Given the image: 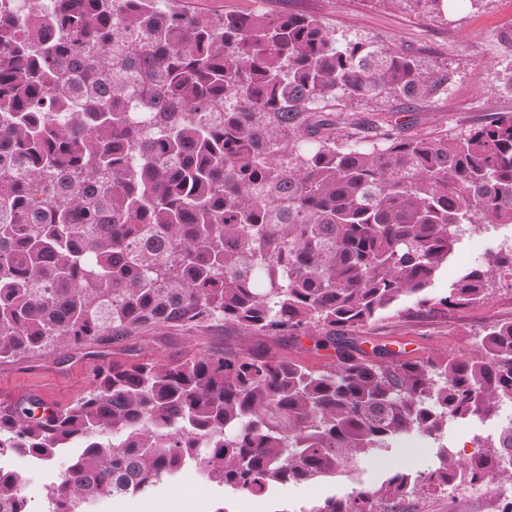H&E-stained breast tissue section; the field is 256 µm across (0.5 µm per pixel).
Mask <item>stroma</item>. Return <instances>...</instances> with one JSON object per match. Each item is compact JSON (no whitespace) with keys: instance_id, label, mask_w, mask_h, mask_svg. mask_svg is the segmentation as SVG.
I'll return each mask as SVG.
<instances>
[{"instance_id":"35a3bbf8","label":"stroma","mask_w":512,"mask_h":512,"mask_svg":"<svg viewBox=\"0 0 512 512\" xmlns=\"http://www.w3.org/2000/svg\"><path fill=\"white\" fill-rule=\"evenodd\" d=\"M185 7L209 14L301 13L315 17L335 36L364 37L391 45L414 56L427 71L451 73L453 80L439 97L406 102L393 97L365 100L340 99L336 109L358 125L366 143L380 135H432L440 131L456 137L486 124L500 113L512 112V0H449L443 13L426 14L415 0L392 5L389 0H182ZM512 235L504 226L496 233L468 230L429 285L426 294L439 299L472 265L474 246L493 252L497 239ZM492 321H512V283L491 281L487 299L479 304L439 312L418 309L415 297L405 296L361 329L357 338L364 351L382 345L411 356L436 357L465 353L473 340ZM316 336L250 334L231 323L211 322L205 327L159 326L123 341L87 347H50L35 354L0 359V403L35 392L45 401L64 407L89 390L97 366L127 365L146 359L178 362L194 353L235 356L246 351L267 352L293 358L311 368L333 363L334 352L316 346ZM496 437V430L474 418L449 422L439 440L407 437L393 448L354 459L343 474L292 487L277 486L262 508L249 507L239 493L223 490L198 474L187 477L195 497L181 508L179 486L164 484L158 494L168 512H298L312 496L342 494L355 488H371L391 474H417L438 464L440 447L460 458L474 455V435ZM70 453L59 454L50 464L35 465L14 455L9 468L23 478L21 492L31 512H46L47 487L69 465ZM493 496L487 488L456 496L425 492L392 503L393 512H490Z\"/></svg>"}]
</instances>
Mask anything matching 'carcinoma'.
Instances as JSON below:
<instances>
[{
	"instance_id": "1",
	"label": "carcinoma",
	"mask_w": 512,
	"mask_h": 512,
	"mask_svg": "<svg viewBox=\"0 0 512 512\" xmlns=\"http://www.w3.org/2000/svg\"><path fill=\"white\" fill-rule=\"evenodd\" d=\"M23 2L24 16L0 5V359L213 321L293 339L320 328L336 353L323 370L267 353L148 359L99 368L62 408L17 402L0 413V457L82 448L47 512H97L188 465L235 493L312 482L512 400V323L434 359H372L352 337L403 296L463 307L512 269L499 252L425 295L458 225L512 224L511 112L461 138L339 148L336 99L434 98L450 76L305 15ZM507 448L512 426L479 455L308 512H384L458 472L481 487L512 466ZM0 512H30L2 465Z\"/></svg>"
}]
</instances>
